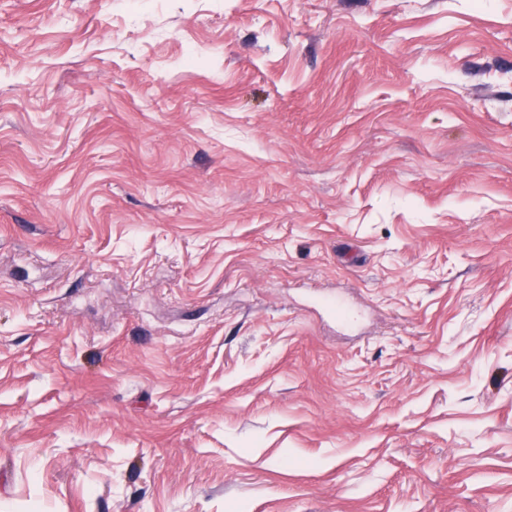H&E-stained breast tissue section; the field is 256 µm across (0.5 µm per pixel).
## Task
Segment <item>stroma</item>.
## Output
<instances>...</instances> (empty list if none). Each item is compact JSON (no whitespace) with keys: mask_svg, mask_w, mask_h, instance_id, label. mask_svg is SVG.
<instances>
[{"mask_svg":"<svg viewBox=\"0 0 512 512\" xmlns=\"http://www.w3.org/2000/svg\"><path fill=\"white\" fill-rule=\"evenodd\" d=\"M0 512H512V0H0Z\"/></svg>","mask_w":512,"mask_h":512,"instance_id":"stroma-1","label":"stroma"}]
</instances>
